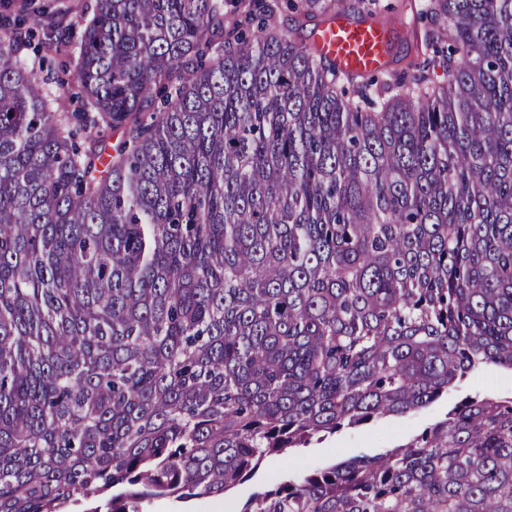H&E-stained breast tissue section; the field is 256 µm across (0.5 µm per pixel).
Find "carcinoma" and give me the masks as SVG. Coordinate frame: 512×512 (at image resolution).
<instances>
[{
	"label": "carcinoma",
	"mask_w": 512,
	"mask_h": 512,
	"mask_svg": "<svg viewBox=\"0 0 512 512\" xmlns=\"http://www.w3.org/2000/svg\"><path fill=\"white\" fill-rule=\"evenodd\" d=\"M287 8L67 7L71 116L42 7L0 20V512L184 508L512 371V0H424L439 81L341 71L303 35L339 0ZM241 512H512V397Z\"/></svg>",
	"instance_id": "carcinoma-1"
}]
</instances>
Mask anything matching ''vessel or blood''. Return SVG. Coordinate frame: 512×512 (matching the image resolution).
Listing matches in <instances>:
<instances>
[{"label": "vessel or blood", "mask_w": 512, "mask_h": 512, "mask_svg": "<svg viewBox=\"0 0 512 512\" xmlns=\"http://www.w3.org/2000/svg\"><path fill=\"white\" fill-rule=\"evenodd\" d=\"M389 33L373 23H358L339 16L317 35V48L334 59L343 71L371 72L383 67L387 59Z\"/></svg>", "instance_id": "obj_1"}]
</instances>
